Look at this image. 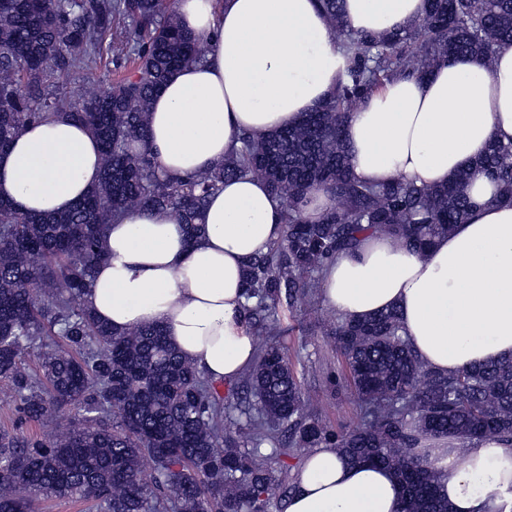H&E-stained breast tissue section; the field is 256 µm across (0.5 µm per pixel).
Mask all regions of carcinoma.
Instances as JSON below:
<instances>
[{
    "label": "carcinoma",
    "mask_w": 512,
    "mask_h": 512,
    "mask_svg": "<svg viewBox=\"0 0 512 512\" xmlns=\"http://www.w3.org/2000/svg\"><path fill=\"white\" fill-rule=\"evenodd\" d=\"M317 2L345 50L344 77L330 98L291 128L242 133L223 163L182 177L160 170L148 130L151 102L168 76L209 53L181 24L176 0H0V151L60 114L84 123L102 145L99 182L71 210L36 216L0 200V380L19 420L45 430L0 429V512H29L41 495L91 501L96 512H279L294 490L286 459L322 446L392 471L404 512H449L421 442L512 438V357L435 372L404 339L395 309L333 322L329 335L364 417L360 427L335 431L269 342L276 319L253 325L258 356L245 383L256 413L235 415L161 327L114 331L82 301L104 260L108 225L141 209L171 213L195 242L209 196L239 175L265 181L283 203L282 237L247 265L246 320L283 295L290 309L312 302L326 265L366 234H389L420 252L466 223L473 168L512 201V143L491 142L475 167L443 185L403 178L369 185L352 175L343 136L349 114L395 78L424 77L459 56L490 60L512 46V0H429L422 19L381 37L347 28L345 0ZM108 37L113 59H132L134 68L113 81L89 79L69 96L64 84L96 69ZM316 189L331 206L312 222L303 207ZM34 349L37 371L25 362ZM64 405L78 406L82 422L47 429Z\"/></svg>",
    "instance_id": "1"
}]
</instances>
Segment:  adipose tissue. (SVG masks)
Listing matches in <instances>:
<instances>
[{
	"instance_id": "adipose-tissue-1",
	"label": "adipose tissue",
	"mask_w": 512,
	"mask_h": 512,
	"mask_svg": "<svg viewBox=\"0 0 512 512\" xmlns=\"http://www.w3.org/2000/svg\"><path fill=\"white\" fill-rule=\"evenodd\" d=\"M426 0H345L348 29L400 30ZM184 27L208 41L206 62L176 71L149 117L160 168L186 176L219 165L241 133L295 125L335 90L344 50L315 0H177ZM344 136L352 174L381 184L404 176L447 183L490 141L512 142V47L493 60L461 56L426 77H400L352 113ZM87 127L60 115L28 127L0 152V199L23 213L65 212L100 178ZM467 223L425 253L386 234L323 271L321 296L339 318L361 321L397 309L405 337L431 370L450 374L512 355V202L474 172ZM205 232L189 245L170 214L141 210L109 225L106 258L83 301L116 330L163 326L169 342L213 383L255 363L244 326V270L283 231L282 203L261 179L226 180L208 199ZM438 494L451 512H512V439L430 442ZM287 512H402L391 471L350 466L337 449H312L296 472Z\"/></svg>"
}]
</instances>
